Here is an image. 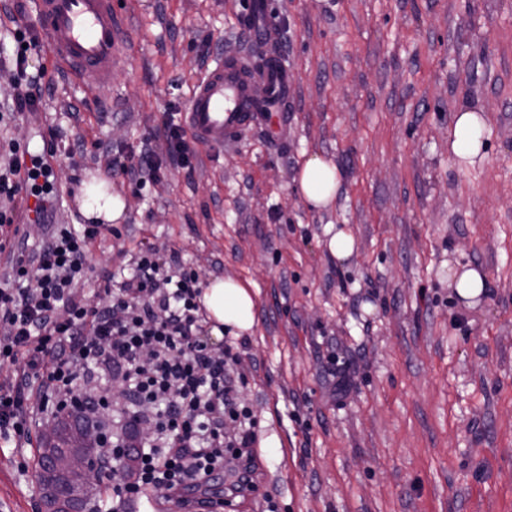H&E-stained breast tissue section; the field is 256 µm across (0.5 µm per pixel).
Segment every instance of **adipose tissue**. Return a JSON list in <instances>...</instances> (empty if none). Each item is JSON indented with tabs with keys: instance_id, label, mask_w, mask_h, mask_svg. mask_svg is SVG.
Instances as JSON below:
<instances>
[{
	"instance_id": "adipose-tissue-1",
	"label": "adipose tissue",
	"mask_w": 512,
	"mask_h": 512,
	"mask_svg": "<svg viewBox=\"0 0 512 512\" xmlns=\"http://www.w3.org/2000/svg\"><path fill=\"white\" fill-rule=\"evenodd\" d=\"M485 124L483 113L466 106L459 109L450 129L455 156L468 158L483 153L481 132ZM296 183L299 196L308 206L327 209L338 195L342 176L330 157L306 151L302 154ZM124 207L121 196L112 193L106 182L94 180L85 184L82 209L87 217L112 222L121 218ZM200 301L211 322L213 336L220 338L227 332L238 336L253 330L256 291L251 282L233 278L212 280L203 289Z\"/></svg>"
}]
</instances>
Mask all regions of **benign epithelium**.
<instances>
[{"instance_id": "1", "label": "benign epithelium", "mask_w": 512, "mask_h": 512, "mask_svg": "<svg viewBox=\"0 0 512 512\" xmlns=\"http://www.w3.org/2000/svg\"><path fill=\"white\" fill-rule=\"evenodd\" d=\"M42 438L48 459L42 468L35 471L33 481L52 490L59 482L72 478L76 480L73 496L88 495L98 478L97 450L101 444L94 424L85 422L78 426H59L53 422L46 423L42 425Z\"/></svg>"}]
</instances>
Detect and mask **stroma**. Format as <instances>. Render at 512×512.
<instances>
[{
  "label": "stroma",
  "mask_w": 512,
  "mask_h": 512,
  "mask_svg": "<svg viewBox=\"0 0 512 512\" xmlns=\"http://www.w3.org/2000/svg\"><path fill=\"white\" fill-rule=\"evenodd\" d=\"M247 2L115 0L130 55L111 84L87 91L38 50L42 104L9 119V33L24 19L0 0V140L59 134L56 219L86 222L95 177L125 201L77 292L142 242L201 281L254 284L235 368L260 477L224 512H512V0H267L297 76L287 143L252 131L221 152L195 146L159 184L109 176L117 150L163 149L157 126L184 123L226 52H257L239 34ZM464 105L488 120L471 164L448 150ZM305 150L342 173L330 209L294 190ZM329 224L355 238L346 261L324 248ZM465 267L487 280L471 306L451 276ZM339 369L352 378L341 397ZM30 432L0 446V512H43Z\"/></svg>",
  "instance_id": "stroma-1"
}]
</instances>
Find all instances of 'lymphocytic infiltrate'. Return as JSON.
Listing matches in <instances>:
<instances>
[{"mask_svg":"<svg viewBox=\"0 0 512 512\" xmlns=\"http://www.w3.org/2000/svg\"><path fill=\"white\" fill-rule=\"evenodd\" d=\"M12 38V109L32 112L41 99L40 83L27 69L37 44L25 26ZM160 135L164 153L141 149L123 173L158 183L167 165L189 166L185 127L166 122ZM7 147L0 163V252H9L11 261L1 276L0 363L20 370L12 385L0 387V440L24 434L28 414H65L61 391L96 374L126 386L120 406L97 399L85 409L105 439L98 451L102 466L132 461L123 479L112 482L118 500L157 493L183 512L220 505L223 494L213 481L227 470L234 476L231 492L255 491V421L239 397L245 378L234 369L232 345L212 349L205 341L209 320L199 303L198 274L178 256L145 246L132 258L131 276L116 288L102 274L106 302H89L74 283L86 273L102 225L49 223L47 202L57 193L55 140H43L37 152L13 140ZM21 212L33 213L43 227L37 248L18 235Z\"/></svg>","mask_w":512,"mask_h":512,"instance_id":"1","label":"lymphocytic infiltrate"}]
</instances>
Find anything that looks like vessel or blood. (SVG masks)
I'll return each instance as SVG.
<instances>
[{"label": "vessel or blood", "mask_w": 512, "mask_h": 512, "mask_svg": "<svg viewBox=\"0 0 512 512\" xmlns=\"http://www.w3.org/2000/svg\"><path fill=\"white\" fill-rule=\"evenodd\" d=\"M31 17L52 57L89 89L111 83L113 70L127 61L125 27L113 0H32ZM240 30L260 44L277 37L260 0L250 4ZM295 85V73L285 62L256 70L227 55L197 83L186 124L199 145L214 151L251 129L282 142Z\"/></svg>", "instance_id": "1"}]
</instances>
